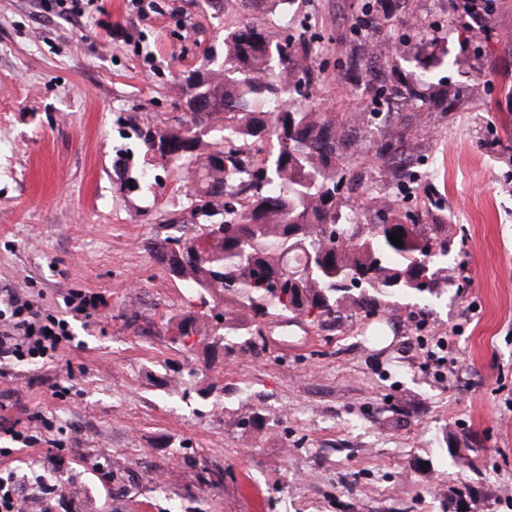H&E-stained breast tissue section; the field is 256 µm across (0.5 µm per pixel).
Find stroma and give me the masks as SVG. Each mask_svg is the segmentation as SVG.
Segmentation results:
<instances>
[{"label":"stroma","mask_w":512,"mask_h":512,"mask_svg":"<svg viewBox=\"0 0 512 512\" xmlns=\"http://www.w3.org/2000/svg\"><path fill=\"white\" fill-rule=\"evenodd\" d=\"M495 3L486 35L455 24L450 0H302L281 18L320 47L312 100L358 140L365 202L398 189L349 122L367 105L353 80L389 88L442 58L447 101L401 102L390 120L413 132L399 209L447 225L450 280L437 299L299 318L228 353L179 333L199 305L154 242L193 235L187 187L143 138L182 114L183 77L223 60L224 20L244 13L94 0L69 18L0 0V289L58 315L73 293L103 301L54 364L0 376V421L39 438L0 470L69 485H32L42 512H444L461 484L480 512H512V0ZM440 340L444 366L420 348Z\"/></svg>","instance_id":"35a3bbf8"}]
</instances>
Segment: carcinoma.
<instances>
[{
  "label": "carcinoma",
  "instance_id": "cac0c4a2",
  "mask_svg": "<svg viewBox=\"0 0 512 512\" xmlns=\"http://www.w3.org/2000/svg\"><path fill=\"white\" fill-rule=\"evenodd\" d=\"M286 58L267 55V47ZM319 47L278 37L273 23L252 19L224 28V61L180 87L185 112L171 127L148 133L147 149L197 185L191 201L196 233L223 232L204 255H183L172 271L188 287L224 300L223 320L206 311L182 322L183 336H216L228 350L258 348L260 328L305 317L314 326L346 309L371 314L423 293L448 291V225L405 224L397 201L356 207L357 175L344 155L342 124L333 112L303 104ZM364 140L397 172L406 166V132L357 112ZM166 140L168 152L155 148ZM271 144L267 157L252 153ZM398 234L402 246L389 235ZM470 486L448 490V512L471 509Z\"/></svg>",
  "mask_w": 512,
  "mask_h": 512
}]
</instances>
